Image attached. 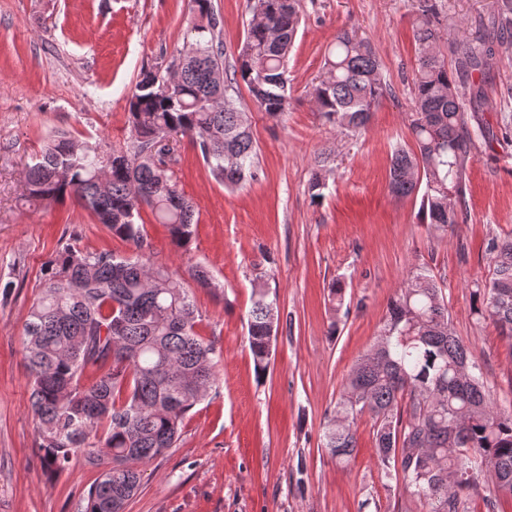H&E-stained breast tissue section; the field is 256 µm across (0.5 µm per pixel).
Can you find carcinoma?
Returning a JSON list of instances; mask_svg holds the SVG:
<instances>
[{
    "mask_svg": "<svg viewBox=\"0 0 512 512\" xmlns=\"http://www.w3.org/2000/svg\"><path fill=\"white\" fill-rule=\"evenodd\" d=\"M196 21L186 46L167 65L141 73L128 104L131 141L104 150L60 130L29 168L34 201L72 197L112 235L131 244L132 257L58 247L45 263L38 295L23 327L31 407L45 467L57 474L72 457L100 470L83 512H122L139 482L135 463L177 446L187 413L216 387L222 360L196 331L198 311L183 282L151 260L146 206L182 246L192 237L193 208L168 175L177 162L170 138L189 139L210 175L228 189L256 175L257 149L233 98L245 86L255 103L278 118L288 107L286 56L300 25L299 0H254L244 44L252 52L224 67L221 20L211 0H194ZM418 66L410 113L414 148L394 152L389 188L397 197L419 189L423 221L446 232L463 219L467 172L490 128L478 117L485 104L484 71L493 44L512 38V0L479 21L485 34L447 62L436 0H411ZM311 95L322 120L360 129L385 96L372 43L342 30L324 60ZM492 276L473 283L475 313L512 338V238L493 240ZM198 285L224 293L209 272L192 269ZM280 316L265 276L252 283L247 341L254 370L266 374ZM374 420L375 446L388 478L425 499L430 512H470L466 492L485 479L494 494L512 497V413L486 390L482 367L453 334L435 276L418 266L391 299L372 348L351 369L323 431V447L346 466L357 452L356 422ZM110 459L104 463V459Z\"/></svg>",
    "mask_w": 512,
    "mask_h": 512,
    "instance_id": "1",
    "label": "carcinoma"
}]
</instances>
